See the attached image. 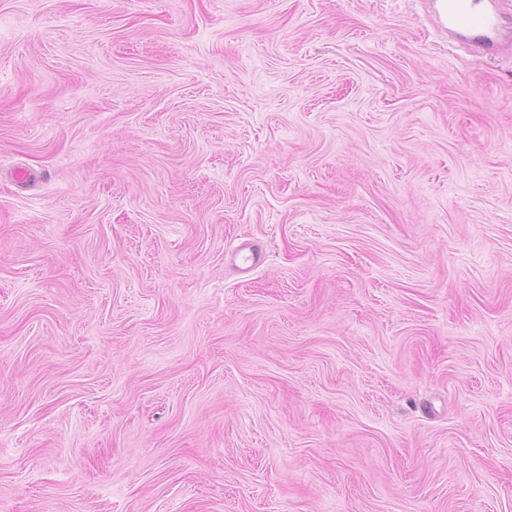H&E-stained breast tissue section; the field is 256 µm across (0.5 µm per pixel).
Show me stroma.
Returning a JSON list of instances; mask_svg holds the SVG:
<instances>
[{
  "label": "stroma",
  "instance_id": "35a3bbf8",
  "mask_svg": "<svg viewBox=\"0 0 512 512\" xmlns=\"http://www.w3.org/2000/svg\"><path fill=\"white\" fill-rule=\"evenodd\" d=\"M0 512H512V48L0 0ZM235 260L243 272H251L265 261L264 246L260 241L249 240L240 245L235 252Z\"/></svg>",
  "mask_w": 512,
  "mask_h": 512
}]
</instances>
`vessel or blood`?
<instances>
[{"instance_id":"obj_1","label":"vessel or blood","mask_w":512,"mask_h":512,"mask_svg":"<svg viewBox=\"0 0 512 512\" xmlns=\"http://www.w3.org/2000/svg\"><path fill=\"white\" fill-rule=\"evenodd\" d=\"M449 34L462 36L479 53H489L502 46V28L495 13L476 9L475 0H448L445 22ZM235 260L241 271L249 272L265 261L264 246L250 240L240 245Z\"/></svg>"}]
</instances>
